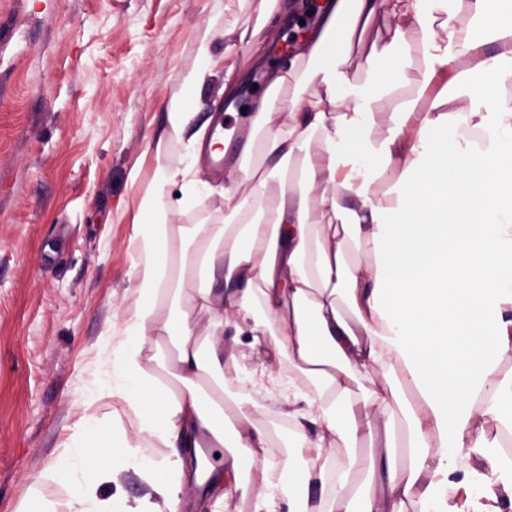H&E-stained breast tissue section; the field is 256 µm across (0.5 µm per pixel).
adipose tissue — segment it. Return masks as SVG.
Instances as JSON below:
<instances>
[{
  "label": "adipose tissue",
  "instance_id": "adipose-tissue-1",
  "mask_svg": "<svg viewBox=\"0 0 512 512\" xmlns=\"http://www.w3.org/2000/svg\"><path fill=\"white\" fill-rule=\"evenodd\" d=\"M378 21L384 34L372 32ZM291 73L307 93L289 99L283 121L256 113L251 145L266 167L230 169L223 223L169 224L162 190L194 182L155 165L123 337L49 466L68 512H181L187 480L224 512L237 497L254 512H276L282 498L292 512H500V494L512 497V372L502 369L512 352V0H413L408 12L329 0ZM180 240L194 252L177 250ZM354 249L367 263L351 262ZM168 284L174 322L157 312ZM197 309L210 314L202 335ZM229 322L270 337L314 384L293 393L304 406L288 414V465L274 461L267 432L238 427L263 405L224 392ZM166 342L168 383L157 374ZM104 401L121 405L128 429L97 415ZM206 440L222 461L198 455ZM363 441L373 455L353 454ZM153 445L175 454L149 456ZM336 445L350 448L347 461ZM470 457L491 474L453 482ZM121 469L151 490L136 506L115 487Z\"/></svg>",
  "mask_w": 512,
  "mask_h": 512
}]
</instances>
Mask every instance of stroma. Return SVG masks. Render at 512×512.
<instances>
[{
	"label": "stroma",
	"mask_w": 512,
	"mask_h": 512,
	"mask_svg": "<svg viewBox=\"0 0 512 512\" xmlns=\"http://www.w3.org/2000/svg\"><path fill=\"white\" fill-rule=\"evenodd\" d=\"M285 2L270 15L263 0H0V512H13L29 476L59 453L79 416L75 400L108 357V334L121 332L133 219L156 142L166 165L198 166L190 200L177 185L160 199L171 223L207 224L224 210L223 173L168 132L184 74L211 70L191 95L197 121L231 103L256 111L266 89L239 79L225 91L224 69L252 53L242 30H286L302 0ZM224 344L236 357L225 389L250 379L265 409L249 422L269 431L275 459H287L290 435L279 423L289 393L269 382L287 374L286 358L231 328Z\"/></svg>",
	"instance_id": "1"
}]
</instances>
